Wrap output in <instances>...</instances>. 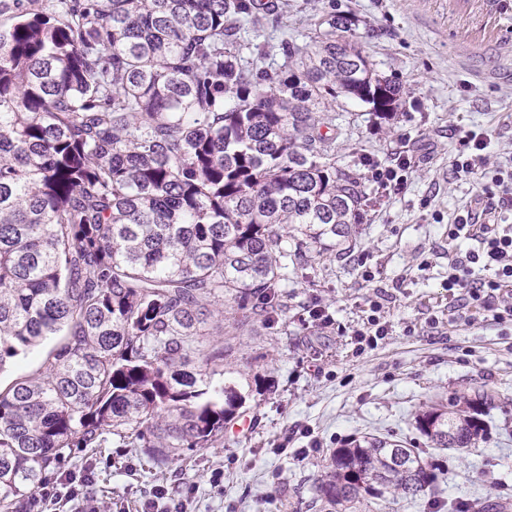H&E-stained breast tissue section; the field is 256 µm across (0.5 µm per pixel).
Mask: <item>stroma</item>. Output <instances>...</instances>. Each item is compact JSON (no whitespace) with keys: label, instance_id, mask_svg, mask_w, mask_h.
Returning a JSON list of instances; mask_svg holds the SVG:
<instances>
[{"label":"stroma","instance_id":"35a3bbf8","mask_svg":"<svg viewBox=\"0 0 512 512\" xmlns=\"http://www.w3.org/2000/svg\"><path fill=\"white\" fill-rule=\"evenodd\" d=\"M324 10L354 19L378 71L403 87L393 120L352 107L338 154L350 165L413 156L404 191L368 186L357 236L316 264L315 282L290 286L274 328L255 324L233 341L222 368L249 389L239 413L249 429L225 427L222 445L182 452L163 469L138 448L81 451L65 468L93 480L72 512H168L181 499L186 512H306L333 449L365 434L416 438V410L475 389L507 398L476 447L441 457V498L512 502V323L471 307L451 312L444 286L449 254L473 247L448 239L449 221L476 192L448 171L461 131L493 132L495 156L512 154V0H288L280 16L260 13V31L273 41L292 26L304 34ZM374 300L388 334L363 350L355 333ZM312 304L331 325L313 321ZM306 427L319 447L300 461ZM218 467L220 493L210 485Z\"/></svg>","mask_w":512,"mask_h":512}]
</instances>
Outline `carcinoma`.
<instances>
[{"label": "carcinoma", "instance_id": "1", "mask_svg": "<svg viewBox=\"0 0 512 512\" xmlns=\"http://www.w3.org/2000/svg\"><path fill=\"white\" fill-rule=\"evenodd\" d=\"M256 0H0V372L49 336L36 377L0 389V512H26L75 448L158 468L214 448L247 396L212 382L224 341L288 310L284 288L363 219L338 165L336 104L392 119L354 22L259 40ZM494 391L414 416L425 445L473 448ZM440 464L367 434L333 450L316 512L421 502Z\"/></svg>", "mask_w": 512, "mask_h": 512}]
</instances>
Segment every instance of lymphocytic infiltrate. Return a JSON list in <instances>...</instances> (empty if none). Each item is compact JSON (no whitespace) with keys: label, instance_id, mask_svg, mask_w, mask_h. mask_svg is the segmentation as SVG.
<instances>
[{"label":"lymphocytic infiltrate","instance_id":"obj_1","mask_svg":"<svg viewBox=\"0 0 512 512\" xmlns=\"http://www.w3.org/2000/svg\"><path fill=\"white\" fill-rule=\"evenodd\" d=\"M492 133L463 131L450 161L456 178L478 187L474 205L458 209L448 225L449 240L470 239L477 247L448 258V294H467L472 307L497 321H512V225H501L512 207V166L488 164Z\"/></svg>","mask_w":512,"mask_h":512}]
</instances>
